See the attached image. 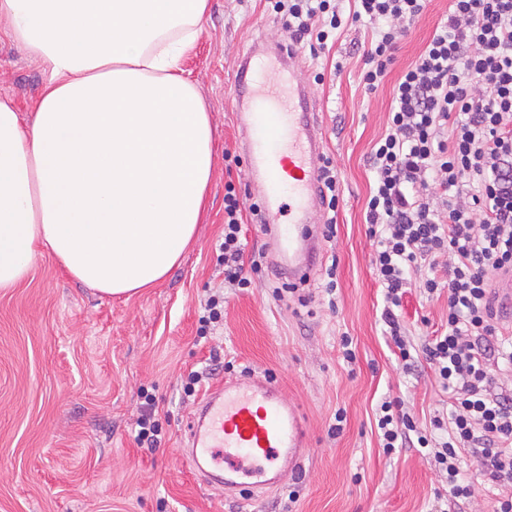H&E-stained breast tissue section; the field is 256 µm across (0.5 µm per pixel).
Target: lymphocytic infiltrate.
I'll return each mask as SVG.
<instances>
[{
	"mask_svg": "<svg viewBox=\"0 0 512 512\" xmlns=\"http://www.w3.org/2000/svg\"><path fill=\"white\" fill-rule=\"evenodd\" d=\"M348 2L344 10L339 0H273L272 8L287 16L293 46L316 55L329 54L346 26L384 19L363 49L364 89L373 92L427 0ZM449 2L447 20L394 86L388 129L369 156L376 181L365 221L398 361L411 374L426 359L453 402L425 428L399 400H385L375 426L385 454L432 449L453 508L474 495L461 478L473 453L500 488L495 512H512V390L501 382L512 371V336L500 335L492 297L493 281L512 272V0ZM431 185L443 191L435 206L423 194ZM249 218L263 222L260 203H245L225 184L217 261L228 288L251 287L265 274V252H245ZM414 287L448 295V328L424 338L419 359L400 321ZM431 427L447 439L436 441Z\"/></svg>",
	"mask_w": 512,
	"mask_h": 512,
	"instance_id": "1",
	"label": "lymphocytic infiltrate"
}]
</instances>
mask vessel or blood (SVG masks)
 <instances>
[{"instance_id": "b4317fda", "label": "vessel or blood", "mask_w": 512, "mask_h": 512, "mask_svg": "<svg viewBox=\"0 0 512 512\" xmlns=\"http://www.w3.org/2000/svg\"><path fill=\"white\" fill-rule=\"evenodd\" d=\"M288 89L271 90L269 59L245 55L235 91L250 108L249 158L263 183L269 238L285 259L289 278L310 277L319 249L311 219L319 202L318 163L323 141L313 102L298 78L292 51ZM188 459L207 483L253 491L279 486L300 466L308 432L297 404L288 401L267 377L253 373L210 388L188 422Z\"/></svg>"}]
</instances>
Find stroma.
Returning a JSON list of instances; mask_svg holds the SVG:
<instances>
[{"label":"stroma","instance_id":"35a3bbf8","mask_svg":"<svg viewBox=\"0 0 512 512\" xmlns=\"http://www.w3.org/2000/svg\"><path fill=\"white\" fill-rule=\"evenodd\" d=\"M448 6L449 0H429L373 94L362 89L355 49L377 22L344 28L334 56L341 69L324 83L314 81L323 60L299 51V76L322 124L324 152L341 175L335 234L320 243L307 307L276 300L269 283L259 281L243 292L225 291L222 325L202 336L199 301L222 279L215 247L224 233V184L232 182L247 202L261 197L249 163L224 162L225 152L247 153L248 132L236 121L235 75L243 54L271 56L290 42L287 22L269 0H210L181 62L214 128V173L195 244L162 282L127 300L75 282L45 250L23 282L0 289V512H443L438 495L447 483L427 450L386 456L374 428L382 397L400 398L424 418L449 408L451 394L428 364L412 376L399 369L381 320L365 205L374 181L367 156L385 130L392 87L446 20ZM47 76L44 63L0 34V99L30 118ZM331 255L337 289L330 296L324 262ZM401 319L420 340L445 329L448 299L410 292ZM344 335L356 348L351 372L342 363ZM215 355L259 375L273 373L304 414L309 448L302 465L271 491L243 496L207 486L183 455L199 395L225 377L208 369ZM192 371L203 379L188 397L181 379ZM145 389L162 426L153 448L138 444L134 433ZM340 408L347 422L333 438L328 429Z\"/></svg>","mask_w":512,"mask_h":512}]
</instances>
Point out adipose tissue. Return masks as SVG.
<instances>
[{
    "instance_id": "obj_1",
    "label": "adipose tissue",
    "mask_w": 512,
    "mask_h": 512,
    "mask_svg": "<svg viewBox=\"0 0 512 512\" xmlns=\"http://www.w3.org/2000/svg\"><path fill=\"white\" fill-rule=\"evenodd\" d=\"M209 0H0L49 77L23 122L0 100V289L48 249L73 279L132 298L194 244L214 136L179 73Z\"/></svg>"
}]
</instances>
